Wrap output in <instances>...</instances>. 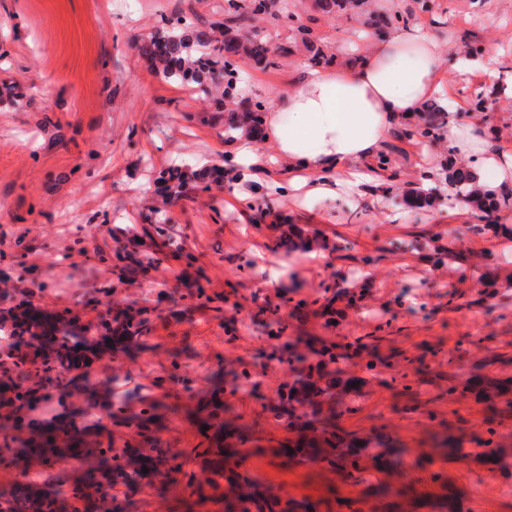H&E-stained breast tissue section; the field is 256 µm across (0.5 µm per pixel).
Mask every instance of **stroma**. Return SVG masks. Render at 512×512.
Returning <instances> with one entry per match:
<instances>
[{
  "label": "stroma",
  "mask_w": 512,
  "mask_h": 512,
  "mask_svg": "<svg viewBox=\"0 0 512 512\" xmlns=\"http://www.w3.org/2000/svg\"><path fill=\"white\" fill-rule=\"evenodd\" d=\"M314 0H288L318 45L346 63L369 40L361 11L336 18ZM400 13L438 44L450 120L486 119L491 138L512 152V0H366ZM224 0H0V290L12 302L69 311L97 324L108 307L142 309L147 336L95 359L96 402L83 396L38 400L32 418H63L116 447H141L136 423L152 406L165 448L184 455L203 436L196 409L219 390L230 441L243 466L271 496L309 498L321 512L346 499L363 512H435L445 496L465 512H512V480L472 452L490 411L449 392L472 375L512 380V231L477 232L447 200L408 209L397 196L419 183L425 163L444 167L447 141L420 134L391 145L380 180L327 204L293 203L264 183L228 179L223 189L187 190L172 199L160 178L186 165L233 168L224 114L196 87L174 83L139 56L135 44L176 15L222 20ZM275 68L239 63L253 100L295 90L307 52L293 31L263 19ZM488 49L483 68L458 72L466 46ZM497 70V78L486 75ZM483 97L484 112L470 104ZM166 215L180 253L157 254L152 221ZM134 240L137 258L159 255L146 272L118 280L115 236ZM355 295L337 317L323 315L333 293ZM364 338L340 361L364 378L360 393L340 391L339 423L383 433L406 448L402 465L371 483L344 478L288 454L289 432L271 409L297 376L288 344L316 346ZM124 403L122 419L108 416ZM455 431L466 456L448 459L434 436ZM199 461L183 467L165 495L142 482L113 489L118 512H224L186 487Z\"/></svg>",
  "instance_id": "stroma-1"
}]
</instances>
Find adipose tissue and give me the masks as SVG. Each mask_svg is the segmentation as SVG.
<instances>
[{"label": "adipose tissue", "mask_w": 512, "mask_h": 512, "mask_svg": "<svg viewBox=\"0 0 512 512\" xmlns=\"http://www.w3.org/2000/svg\"><path fill=\"white\" fill-rule=\"evenodd\" d=\"M438 48L419 29L371 45L356 65L310 69L300 86L273 103L257 138L244 130L232 140L234 158L248 174H284L293 190L325 203L378 178L377 163L396 128L423 105L443 102ZM457 153L475 158L479 181L512 185V154L494 149L480 127L449 125Z\"/></svg>", "instance_id": "obj_1"}]
</instances>
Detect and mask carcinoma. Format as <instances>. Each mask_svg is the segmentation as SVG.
<instances>
[{"label": "carcinoma", "mask_w": 512, "mask_h": 512, "mask_svg": "<svg viewBox=\"0 0 512 512\" xmlns=\"http://www.w3.org/2000/svg\"><path fill=\"white\" fill-rule=\"evenodd\" d=\"M357 0H315V7L327 16L346 12ZM274 0H224V22H214L209 26H200L198 21L184 17L164 18L153 35L137 43L139 55L170 81L190 82L203 93L219 92L222 96L239 99L236 107L227 110L224 131L232 137L240 129L257 134L263 124V112L266 106L260 101L241 95L238 82L237 62L243 58L251 60L260 70L276 66L271 48L257 30L245 31L240 27L243 19L257 18L273 14L281 24L295 32L306 46L309 57L308 66L312 69L332 65L335 56L326 53L310 38L309 31L296 24L295 13L289 11L284 2L274 12ZM402 17L398 14H371L369 25L381 31L399 25ZM418 126L422 127V136L430 140L443 138L448 126V111L438 103H429L417 116ZM194 182L203 190L224 184V169L218 166L191 170L173 168L162 177L165 191L178 193L188 182ZM448 198L466 209L480 214V219L488 225L498 223V213L503 208L512 207V193L498 192L482 183L469 165H460L448 160ZM439 195L437 188L416 187L401 193L400 204L408 208H422L432 205ZM19 322L10 331L13 343L9 351L0 357V428L6 430L0 441V466L12 470L18 477L19 485H30L34 458H43V463L51 464L49 452L55 448L60 438L70 448L89 446L87 456L97 460L83 472L82 483L73 482L67 488H40L36 492L25 490L7 498H0V512H58L60 503L71 499L84 504L88 512H116L112 507L111 490L123 485L130 490L136 488L142 477V469L131 467L130 459L137 453L131 451H113L112 438L105 440H87L81 429L74 425L58 427L47 433L46 422L41 419L29 420L25 428L26 435L16 437L7 432L17 427L16 413L25 407H32L40 397V392L51 388L58 397H68L75 391H82L87 400L94 393L86 375L73 377L71 353L77 345H83L76 332L75 319L67 318V313L54 314V322L38 330L35 327L36 316L31 314L30 305L21 301L14 305ZM98 327L105 330L102 337L110 340L119 337L118 343L126 345L138 339L147 331V319L140 312L126 311L123 318H112L106 311L99 319ZM322 364L327 369L313 368L308 355L294 352L288 361L298 367V378L288 385V399L281 404L288 405V411H275V417L285 419L288 431L295 433L298 439L293 447L298 449L296 456L302 460H316L340 472L346 477H363L364 474L380 467L382 454L364 455L368 448H388L390 444L381 434L361 436L332 422L336 411L329 410L323 415V405L327 403L332 389L343 386L349 391H358L365 385L359 377L344 378L341 372L330 365L343 358L331 348L320 350ZM509 390L505 384L483 385L480 378L469 382L467 391L476 398L491 401ZM208 411V427L215 429L218 435L224 434V407L216 398ZM147 410H142L141 420L137 424L144 442L154 449L153 460L147 468L161 479L166 486L172 475L182 469L175 463L168 450L162 448L157 437L144 433L147 429ZM488 437L481 440L482 460L493 466L502 464V449L496 441L495 429L487 430ZM221 445H208L196 452L202 458L201 470L190 476L187 487L199 501L205 502L214 496L224 499L225 512H275L280 507L277 501H259L257 482L248 473L239 470V460L234 455L222 454Z\"/></svg>", "instance_id": "1"}]
</instances>
